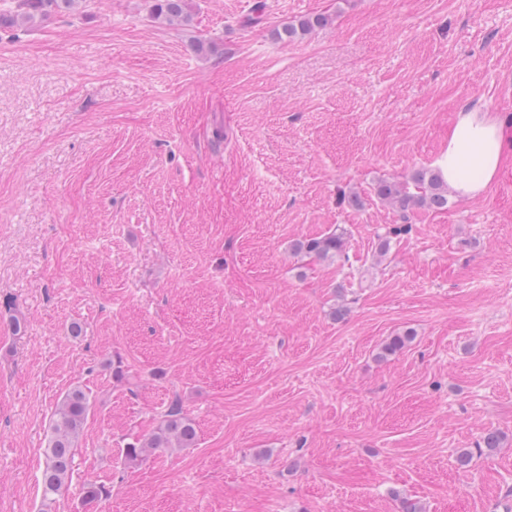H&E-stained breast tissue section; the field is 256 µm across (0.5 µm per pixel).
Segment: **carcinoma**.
<instances>
[{
	"label": "carcinoma",
	"mask_w": 512,
	"mask_h": 512,
	"mask_svg": "<svg viewBox=\"0 0 512 512\" xmlns=\"http://www.w3.org/2000/svg\"><path fill=\"white\" fill-rule=\"evenodd\" d=\"M16 11L0 13V27L19 22H32L36 17L45 16L49 10L60 13L76 9L81 0H15ZM187 0H156L154 10L157 18L169 23L189 21L186 12ZM326 15L304 18L296 24L284 27L283 35L288 39L309 34L327 25ZM373 194L381 202L397 209L402 224L391 228L379 239L380 250H388L391 239L407 231L404 223L409 212L415 208L443 210L448 208V184L434 169H421L402 182L379 179L373 184ZM295 253L319 260L337 259L344 254L343 233L333 231L322 237L303 239L292 246ZM90 406L88 393L76 386L63 397L57 411L47 446L45 462L41 472V489L44 506L49 507L56 497L65 490L73 471L76 442ZM196 430L190 419L183 414L179 402L168 409L159 427L127 445L125 459L141 462L148 452L157 448H188L195 443Z\"/></svg>",
	"instance_id": "1"
}]
</instances>
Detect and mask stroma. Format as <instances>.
<instances>
[{
  "mask_svg": "<svg viewBox=\"0 0 512 512\" xmlns=\"http://www.w3.org/2000/svg\"><path fill=\"white\" fill-rule=\"evenodd\" d=\"M255 2L0 30V512H512V0H263L244 26ZM467 101L504 129L497 179L379 256L399 215L374 182L434 167ZM336 229L343 257L294 254ZM174 398L195 446L128 464ZM328 21V16L323 14L304 18L299 20L297 24H289L285 26L283 29V35L288 39H295L299 36L307 35L317 28L326 26ZM90 406L88 393L76 386L63 397L57 411L41 472V489L45 507H50L65 490L73 471L76 442Z\"/></svg>",
  "mask_w": 512,
  "mask_h": 512,
  "instance_id": "1",
  "label": "stroma"
}]
</instances>
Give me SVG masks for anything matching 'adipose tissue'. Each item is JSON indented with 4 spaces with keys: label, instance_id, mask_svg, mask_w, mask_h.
<instances>
[{
    "label": "adipose tissue",
    "instance_id": "obj_1",
    "mask_svg": "<svg viewBox=\"0 0 512 512\" xmlns=\"http://www.w3.org/2000/svg\"><path fill=\"white\" fill-rule=\"evenodd\" d=\"M502 161L501 123L477 106L459 107L448 147L437 160L449 188L462 199L481 196L497 178Z\"/></svg>",
    "mask_w": 512,
    "mask_h": 512
}]
</instances>
